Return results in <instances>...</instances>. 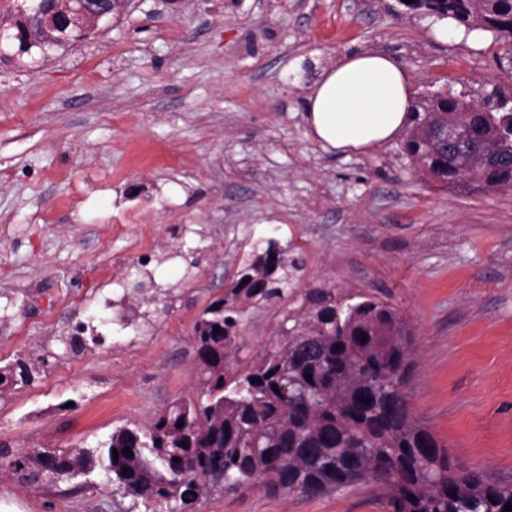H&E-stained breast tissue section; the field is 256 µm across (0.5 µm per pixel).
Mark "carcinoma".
I'll list each match as a JSON object with an SVG mask.
<instances>
[{"mask_svg":"<svg viewBox=\"0 0 512 512\" xmlns=\"http://www.w3.org/2000/svg\"><path fill=\"white\" fill-rule=\"evenodd\" d=\"M71 6L67 35L48 33L49 42H38L41 51L67 46L88 25L81 0ZM405 7L491 32L512 46V0H412ZM511 102L489 98L488 111L477 112L475 104L446 92L420 97L411 104L402 149L443 182L467 177L512 187ZM445 126L464 130L466 139H440L437 128ZM285 267L269 248L253 254L196 321L204 370L195 398L173 403L144 432L120 427L93 449L17 458L11 466L18 478L67 482L69 492L78 493L102 472L131 498L126 512L141 503L185 509L211 490L237 491L255 482L271 493L309 497L379 482L387 512H504L512 485L479 468L455 466L448 450L412 419L405 388L413 338L390 304L350 303L333 288H313L303 296L302 313L282 320L283 342L254 367L238 370L245 303L284 300ZM30 380L23 362L0 367V389ZM127 447L133 455L124 453Z\"/></svg>","mask_w":512,"mask_h":512,"instance_id":"cac0c4a2","label":"carcinoma"}]
</instances>
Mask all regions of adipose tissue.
Segmentation results:
<instances>
[{"label":"adipose tissue","mask_w":512,"mask_h":512,"mask_svg":"<svg viewBox=\"0 0 512 512\" xmlns=\"http://www.w3.org/2000/svg\"><path fill=\"white\" fill-rule=\"evenodd\" d=\"M410 94L409 78L394 58L354 52L323 69L307 95L306 120L325 149H367L404 129Z\"/></svg>","instance_id":"ef3b65f1"}]
</instances>
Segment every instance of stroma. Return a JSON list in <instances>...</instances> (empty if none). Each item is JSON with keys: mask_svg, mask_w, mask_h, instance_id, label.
<instances>
[{"mask_svg": "<svg viewBox=\"0 0 512 512\" xmlns=\"http://www.w3.org/2000/svg\"><path fill=\"white\" fill-rule=\"evenodd\" d=\"M362 50L401 63L416 96L512 95L492 33L399 0H128L48 56L0 47V367L33 369L0 392V512H125L105 475L70 494L10 462L96 447L193 397L194 324L270 241L296 262L293 293L247 307L240 369L309 289L389 302L414 337V420L459 466L512 482V190L431 178L398 137L325 150L305 97ZM194 512L383 505L373 483L321 498L258 484Z\"/></svg>", "mask_w": 512, "mask_h": 512, "instance_id": "stroma-1", "label": "stroma"}]
</instances>
